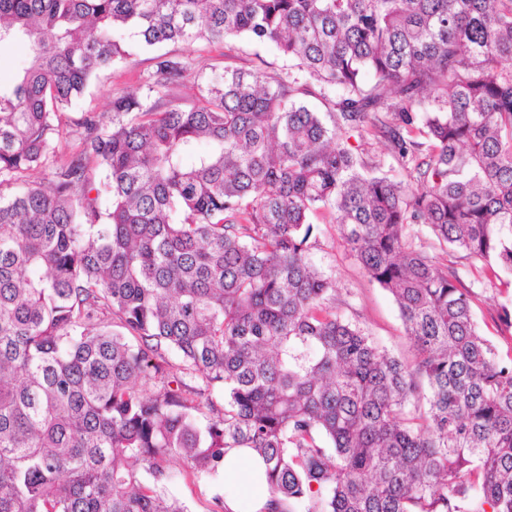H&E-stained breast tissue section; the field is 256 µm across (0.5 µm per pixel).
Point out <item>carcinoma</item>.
I'll list each match as a JSON object with an SVG mask.
<instances>
[{
    "label": "carcinoma",
    "instance_id": "1",
    "mask_svg": "<svg viewBox=\"0 0 512 512\" xmlns=\"http://www.w3.org/2000/svg\"><path fill=\"white\" fill-rule=\"evenodd\" d=\"M145 47L246 37L285 73L153 58L142 94L62 111ZM0 512H188L170 463L267 465L263 512H512V356L456 262L512 272V0H0ZM315 95L323 109L302 97ZM402 178L376 173L370 138ZM41 170L40 182L30 180ZM110 206L101 207V192ZM334 214L393 297L403 362L310 259ZM24 59L20 48L0 49V83L3 84L13 79Z\"/></svg>",
    "mask_w": 512,
    "mask_h": 512
}]
</instances>
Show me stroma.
Here are the masks:
<instances>
[{"mask_svg":"<svg viewBox=\"0 0 512 512\" xmlns=\"http://www.w3.org/2000/svg\"><path fill=\"white\" fill-rule=\"evenodd\" d=\"M166 52L190 60L194 71L210 73L212 67L262 69L284 72L288 62L273 47L256 45L232 38L221 43H200L191 47L170 43ZM129 57L104 71L86 91L83 99L65 113V122L54 139L56 152L68 156L78 142L76 122L82 113L109 112L114 97L140 90L144 75L152 68V51L130 44ZM318 244L311 251L315 265L330 273L336 285V305L348 317L385 346L395 357L411 360L413 351L396 304L388 291L369 281L364 271L345 249L331 214L320 211L313 215ZM459 273L464 283L477 294L476 317L485 334L501 353H512V328L500 325L497 312L501 306L512 307V273L502 272L497 282H488L479 262L459 260ZM175 473L168 492L185 502L190 512H213L217 498L224 495L223 476L193 475L182 461L171 463Z\"/></svg>","mask_w":512,"mask_h":512,"instance_id":"obj_1","label":"stroma"}]
</instances>
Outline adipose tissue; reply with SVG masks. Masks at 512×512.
Masks as SVG:
<instances>
[{
  "instance_id": "ef3b65f1",
  "label": "adipose tissue",
  "mask_w": 512,
  "mask_h": 512,
  "mask_svg": "<svg viewBox=\"0 0 512 512\" xmlns=\"http://www.w3.org/2000/svg\"><path fill=\"white\" fill-rule=\"evenodd\" d=\"M265 470L263 459L252 449H229L224 459V485L229 490L224 497L227 512H241L234 494L238 488L252 493L256 512H262L269 497Z\"/></svg>"
}]
</instances>
